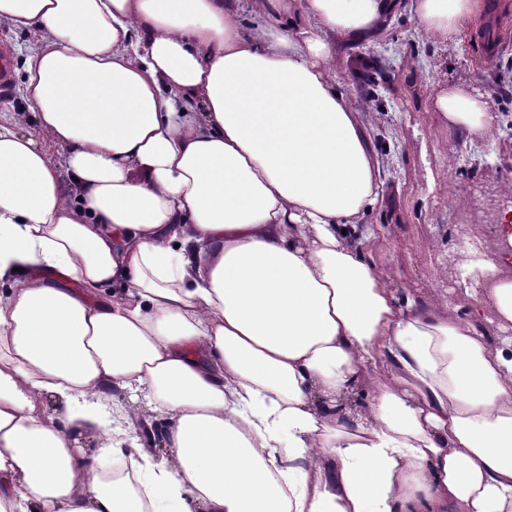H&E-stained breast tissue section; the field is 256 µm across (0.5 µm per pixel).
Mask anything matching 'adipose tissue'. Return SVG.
Instances as JSON below:
<instances>
[{
	"instance_id": "ef3b65f1",
	"label": "adipose tissue",
	"mask_w": 512,
	"mask_h": 512,
	"mask_svg": "<svg viewBox=\"0 0 512 512\" xmlns=\"http://www.w3.org/2000/svg\"><path fill=\"white\" fill-rule=\"evenodd\" d=\"M401 9L446 46L486 12L0 0L38 35L0 101V512H512V255L461 250L462 313L361 249L383 183L334 45ZM433 103L472 144L497 122ZM116 389L169 414L167 459Z\"/></svg>"
}]
</instances>
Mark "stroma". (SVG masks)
Here are the masks:
<instances>
[{
	"instance_id": "1",
	"label": "stroma",
	"mask_w": 512,
	"mask_h": 512,
	"mask_svg": "<svg viewBox=\"0 0 512 512\" xmlns=\"http://www.w3.org/2000/svg\"><path fill=\"white\" fill-rule=\"evenodd\" d=\"M481 42L441 46L419 35L407 11L392 14L372 40L335 47L337 88L361 112L379 156L383 201L365 219L362 248L393 275L395 288L422 301L447 298L467 310L457 286L460 249H499L493 207L512 184V99H498V84L512 86V40L479 64ZM375 74L368 85L366 74ZM464 82L490 94L497 124L471 145L449 134L433 108L438 83Z\"/></svg>"
}]
</instances>
